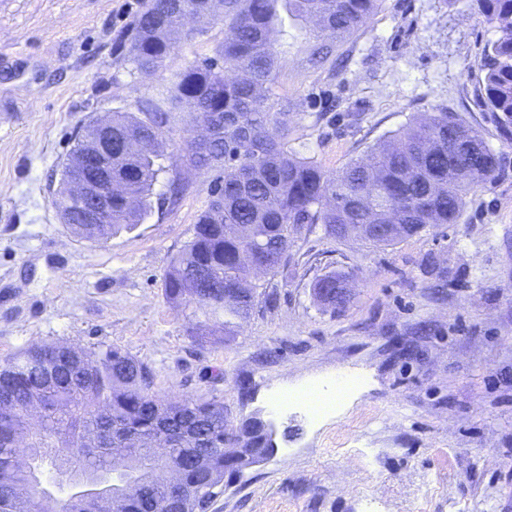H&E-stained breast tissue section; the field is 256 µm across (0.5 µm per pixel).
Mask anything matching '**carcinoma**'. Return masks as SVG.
I'll return each mask as SVG.
<instances>
[{"mask_svg": "<svg viewBox=\"0 0 512 512\" xmlns=\"http://www.w3.org/2000/svg\"><path fill=\"white\" fill-rule=\"evenodd\" d=\"M381 0H146L131 37L130 61L152 75L175 50L173 34L193 39L202 28L183 27L189 11L199 18L219 16L224 42L216 56L190 63L171 85L148 97L134 112L112 113V138L135 140L139 149L112 150L109 224H86L74 209V196L56 192L52 204L70 215L77 237L104 242L141 223L150 195L165 166L160 144L172 110L185 106L193 120L210 115L211 139L183 138L181 160L195 168L222 171L211 200L198 216L191 239L174 257L163 278L169 303L192 310L189 332L202 341L227 343L256 306L261 285L253 282L262 267L276 275L288 265L290 251L303 235L321 226L337 239H356L388 247L428 227L455 224L477 181L493 180L499 157L480 131L439 107L415 116L407 127L373 146L366 161L329 173L310 157L288 151V102L271 93L280 68L269 34L283 20L278 8L299 19L318 17L309 30L306 63L334 70L343 40L358 33ZM482 22L496 36L482 48L480 76L474 87L477 106L495 117L501 135L512 137V0H473ZM101 129L87 123L74 151L86 153L99 142ZM359 224H402L403 232L362 237ZM341 273L314 284L317 301L341 311L348 294L336 291ZM101 424L117 428L124 448L129 438L149 439L166 426L179 442L169 450L171 463L129 458L130 476L148 474L157 498L172 482L187 487L224 485L238 468V440L261 448V423L234 429L216 400L172 401L153 389L150 368L116 348H74L33 343L0 362V512H32L56 502L36 472L17 459L45 448L76 462L84 441ZM61 512H124L117 503L64 499Z\"/></svg>", "mask_w": 512, "mask_h": 512, "instance_id": "carcinoma-1", "label": "carcinoma"}]
</instances>
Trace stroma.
Here are the masks:
<instances>
[{"label":"stroma","instance_id":"stroma-1","mask_svg":"<svg viewBox=\"0 0 512 512\" xmlns=\"http://www.w3.org/2000/svg\"><path fill=\"white\" fill-rule=\"evenodd\" d=\"M144 3L0 0V361L37 341L118 347L167 398L220 400L236 427L271 423L274 451L225 478L207 512H512V141L473 101L493 30L471 0H381L329 78L306 66L309 23L286 19L273 92L296 105L289 149L336 172L445 106L482 131L500 174L458 223L392 247L314 229L235 341L201 346L163 275L214 170L188 173L177 204L105 242L73 237L52 205L84 123L134 111L224 40L220 18L201 20L204 37L141 74L128 48ZM339 271L353 298L332 312L312 285ZM340 374L354 387L337 412L296 402Z\"/></svg>","mask_w":512,"mask_h":512}]
</instances>
